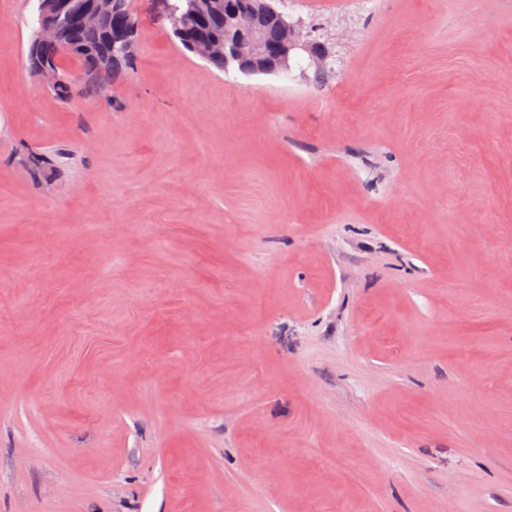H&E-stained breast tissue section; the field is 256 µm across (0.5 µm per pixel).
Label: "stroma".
I'll return each instance as SVG.
<instances>
[{
    "label": "stroma",
    "mask_w": 512,
    "mask_h": 512,
    "mask_svg": "<svg viewBox=\"0 0 512 512\" xmlns=\"http://www.w3.org/2000/svg\"><path fill=\"white\" fill-rule=\"evenodd\" d=\"M169 2L63 101L0 0V512H512V0H284L319 78ZM223 2L225 0H209ZM207 0H174L179 16L173 35L188 52L194 54L220 72H228L234 66L233 61L224 57V38L232 31V26L224 18V8L214 10L203 20H197L193 9ZM282 23L288 32V41L279 51L281 61L277 67L283 68L282 73L289 72L291 58L301 53L308 56L320 55L321 62L325 63L329 56L328 48L324 42L318 40V37L313 38V33L318 29H306L301 21L290 22L288 18L283 17Z\"/></svg>",
    "instance_id": "stroma-1"
}]
</instances>
